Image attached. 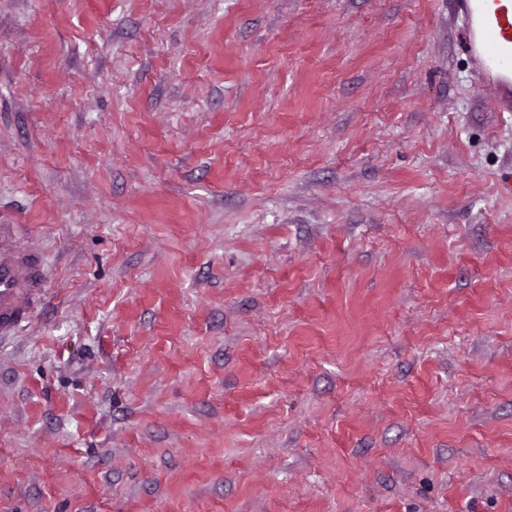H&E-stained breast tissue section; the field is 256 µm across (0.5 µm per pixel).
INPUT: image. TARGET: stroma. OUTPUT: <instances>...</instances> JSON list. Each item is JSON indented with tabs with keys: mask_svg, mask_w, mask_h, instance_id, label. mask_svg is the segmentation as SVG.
Wrapping results in <instances>:
<instances>
[{
	"mask_svg": "<svg viewBox=\"0 0 512 512\" xmlns=\"http://www.w3.org/2000/svg\"><path fill=\"white\" fill-rule=\"evenodd\" d=\"M454 0H0V512H512V112ZM31 224H0V335L29 319L44 296L40 234Z\"/></svg>",
	"mask_w": 512,
	"mask_h": 512,
	"instance_id": "obj_1",
	"label": "stroma"
}]
</instances>
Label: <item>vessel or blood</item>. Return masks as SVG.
<instances>
[{
    "label": "vessel or blood",
    "mask_w": 512,
    "mask_h": 512,
    "mask_svg": "<svg viewBox=\"0 0 512 512\" xmlns=\"http://www.w3.org/2000/svg\"><path fill=\"white\" fill-rule=\"evenodd\" d=\"M465 52L500 112H512V0H457ZM39 234L26 224H0V335L29 319L42 299Z\"/></svg>",
    "instance_id": "1"
}]
</instances>
